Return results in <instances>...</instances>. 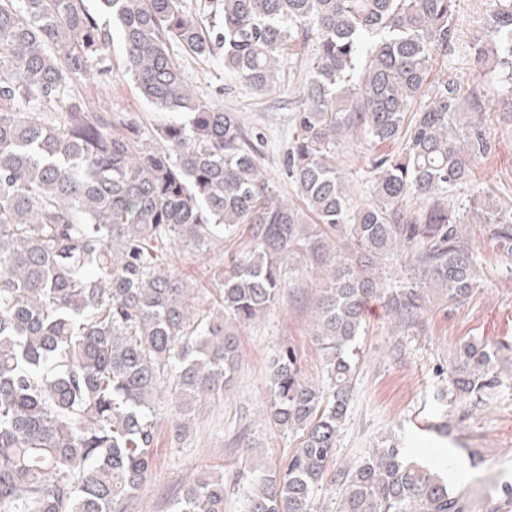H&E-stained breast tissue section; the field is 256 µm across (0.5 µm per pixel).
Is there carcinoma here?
Returning <instances> with one entry per match:
<instances>
[{"mask_svg": "<svg viewBox=\"0 0 512 512\" xmlns=\"http://www.w3.org/2000/svg\"><path fill=\"white\" fill-rule=\"evenodd\" d=\"M96 2L93 14L85 0H0V512H126L156 464V399L171 394L188 418L223 394L238 327L277 303L297 265L328 264L313 328L324 378L304 376L290 345L269 366L265 420L301 442L284 469L246 477L247 512H317L371 303L411 328L432 290L470 299L467 215L512 260V207L448 205L496 140L478 84L430 80L455 43L457 0H217L207 30L181 0ZM489 22L507 52L494 59L512 69V0H493ZM115 36L122 68H94ZM300 40L317 52L284 167L312 225L260 174L263 135L191 92L172 51L219 55L266 92ZM127 81L171 114L152 142L76 91ZM354 135L372 183L361 205L336 166ZM241 226L249 244L218 271L214 313L163 257L177 244L206 256ZM394 256L409 261L399 285L381 272ZM507 348L462 343L449 392L482 399ZM445 469L375 448L334 471L336 512H467ZM168 512H224V477L184 486Z\"/></svg>", "mask_w": 512, "mask_h": 512, "instance_id": "1", "label": "carcinoma"}]
</instances>
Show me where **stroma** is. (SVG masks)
<instances>
[{
    "mask_svg": "<svg viewBox=\"0 0 512 512\" xmlns=\"http://www.w3.org/2000/svg\"><path fill=\"white\" fill-rule=\"evenodd\" d=\"M489 9L488 0H458V40L448 55L439 58L433 76L469 75L476 43L493 41L486 26ZM174 53L185 81L201 99L240 113L248 126L263 133L265 146L258 156L261 175L273 182L281 199L302 207L282 159L295 135L292 114L303 105L299 90L310 75L314 43L293 46L280 83L265 94L225 74L221 58L195 57L179 47ZM479 87L493 111L496 148L478 164L474 188H493L498 203L512 206V79L499 65L491 64ZM94 96L105 111L137 117L149 138L167 119L128 83L95 89ZM336 156L349 175L354 201L368 199L371 185L362 174V149L345 139L337 145ZM470 237L484 282L473 298L451 305L431 296L416 328L402 332L391 326L380 306H372L336 463L354 464L394 438L411 459L434 464L447 460L448 485L467 491L469 512H512V501L499 500L494 493L495 486L512 484V362L501 360V383L480 402L462 405L441 394L448 386V364L462 342L512 343V265L499 257L495 243L479 226H472ZM247 244L246 237H229L205 259L179 246L169 262L172 269L194 277L205 288V303L211 306L219 269L231 253L241 252ZM324 280L320 270L294 274L279 301L261 319L240 327L242 367L236 385L226 394L198 403L182 440L171 438L176 418L172 402L161 403L156 466L127 512H167L183 485L208 470L224 473V512H244L246 490L236 484L235 477L252 466L245 446H256L268 466H285L298 439L263 419L269 399L267 362L279 347L291 345L306 375L321 378L322 355L311 333Z\"/></svg>",
    "mask_w": 512,
    "mask_h": 512,
    "instance_id": "35a3bbf8",
    "label": "stroma"
}]
</instances>
